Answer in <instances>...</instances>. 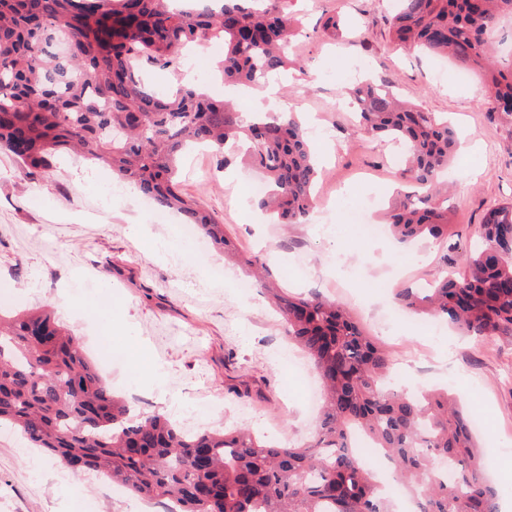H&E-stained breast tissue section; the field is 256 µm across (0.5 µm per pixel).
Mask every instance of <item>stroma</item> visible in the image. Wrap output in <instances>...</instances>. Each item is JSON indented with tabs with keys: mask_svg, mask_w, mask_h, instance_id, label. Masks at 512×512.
Listing matches in <instances>:
<instances>
[{
	"mask_svg": "<svg viewBox=\"0 0 512 512\" xmlns=\"http://www.w3.org/2000/svg\"><path fill=\"white\" fill-rule=\"evenodd\" d=\"M301 35L290 57L295 68L281 79L286 110L322 116L334 138L316 141L317 198L336 199L326 224L267 222L252 203V179L243 165L221 167L216 153H184L178 179L186 193L224 224L239 254L267 263L289 292L321 291L347 305L363 330L392 359L424 349L418 370L393 369L396 389L441 388L482 422L478 442L500 512H512V479L502 465L512 445V337L478 343L448 329L422 328L423 317L391 319L398 288L425 285L442 267L445 247L429 241L401 246L353 231L352 209L373 201L379 223L393 198L397 174L393 145L357 135L351 113L336 104L350 81L352 59L381 76L391 90L428 112L445 113L459 126L469 157L452 168L448 213L452 234L469 237L487 209L512 201V130L491 119L489 93L475 75L460 80L453 61L397 45L381 0H290ZM354 19V33L329 35L330 16ZM182 215L161 208L137 187L113 182L109 170L82 155H55L49 175L33 178L0 154V286L11 289L14 309L51 306L59 321L95 355L102 334L126 352L102 368L114 393L132 397L136 386L158 388L150 412L199 428L246 427L284 442H311L318 416L306 405L304 380L294 373L284 322L263 288L243 293L242 270L212 247L182 238ZM223 265L224 279L208 269ZM138 372L139 385L129 381ZM56 459L40 449L0 444V512H71L75 498L97 512H128L125 502L100 494L107 477L87 484L79 472L59 475Z\"/></svg>",
	"mask_w": 512,
	"mask_h": 512,
	"instance_id": "obj_1",
	"label": "stroma"
}]
</instances>
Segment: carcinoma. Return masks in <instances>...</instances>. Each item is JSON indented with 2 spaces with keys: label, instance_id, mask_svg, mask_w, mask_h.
Instances as JSON below:
<instances>
[{
  "label": "carcinoma",
  "instance_id": "obj_1",
  "mask_svg": "<svg viewBox=\"0 0 512 512\" xmlns=\"http://www.w3.org/2000/svg\"><path fill=\"white\" fill-rule=\"evenodd\" d=\"M396 0L392 36L414 52L482 70L491 115L512 126V62L488 53L512 0ZM170 0H0V152L42 175L72 150L112 168L163 206L180 210L227 253L224 224L185 195L177 157L191 145L218 152L242 142L268 184L255 204L280 224H305L318 175L301 123L267 112L245 117L191 85L166 94L139 75L174 68L182 49L224 42V84L253 88L288 66L300 24L288 0H228L218 10H172ZM357 131L406 145L408 165L388 212L401 243L448 239L437 203L456 147L448 118L407 104L371 76L355 90ZM463 253L426 288H400L407 311L456 325L478 340L512 336V202L493 207ZM290 340L325 389L316 439L273 443L245 430L188 434L161 414L130 419L78 337L53 310L0 312V425L20 431L64 465L102 473L175 512H391L372 468L351 447L356 431L406 478L417 512H499L497 491L474 453L469 421L443 392L388 388L391 355L327 296L272 289ZM454 465L448 479L434 462Z\"/></svg>",
  "mask_w": 512,
  "mask_h": 512
}]
</instances>
